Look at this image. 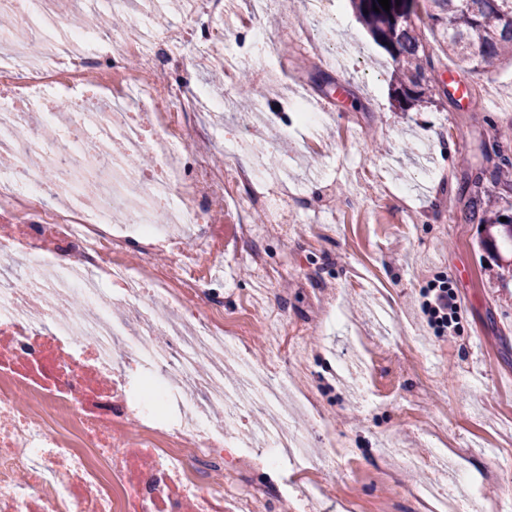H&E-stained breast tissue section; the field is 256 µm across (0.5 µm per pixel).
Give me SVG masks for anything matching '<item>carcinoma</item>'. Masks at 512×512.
Listing matches in <instances>:
<instances>
[{
	"mask_svg": "<svg viewBox=\"0 0 512 512\" xmlns=\"http://www.w3.org/2000/svg\"><path fill=\"white\" fill-rule=\"evenodd\" d=\"M361 23L396 63L392 91L400 104L423 106L431 102L424 84L439 82L422 40L418 23L442 37L448 54L471 70L495 61L512 63V0H391L390 11L373 10L378 0H350ZM491 181L503 191L512 189V160L504 157L491 171ZM512 215L498 208L476 190L469 198V221L494 229L496 244L512 243L503 222Z\"/></svg>",
	"mask_w": 512,
	"mask_h": 512,
	"instance_id": "carcinoma-1",
	"label": "carcinoma"
}]
</instances>
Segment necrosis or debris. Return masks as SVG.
Listing matches in <instances>:
<instances>
[{
	"label": "necrosis or debris",
	"mask_w": 512,
	"mask_h": 512,
	"mask_svg": "<svg viewBox=\"0 0 512 512\" xmlns=\"http://www.w3.org/2000/svg\"><path fill=\"white\" fill-rule=\"evenodd\" d=\"M128 16L138 37L73 32L67 48L18 42L50 0H0L15 25L0 32V512H260L263 487L244 485L252 432L210 421L223 407L224 298L207 288L204 268L222 244L195 235L228 205L238 209L240 240L259 275L279 276L258 244L277 233L278 213L263 191L272 167L255 132L237 141L250 168L211 163L217 131L199 121L198 97L183 81H161L152 25L161 0L128 14V0H96ZM194 36L208 44L248 33L224 53L225 94L240 67L256 85L273 72L253 62L255 18L223 29L225 0H193ZM57 87L104 91L109 105L70 111L68 137L40 143L32 112ZM152 154L153 169L130 167ZM267 212L256 228L251 217ZM196 237L185 249L188 237ZM141 259L138 271L124 261ZM167 251L168 263L154 256ZM24 266L27 281L11 270ZM112 304H99L104 290ZM250 411L262 419L265 446L292 449L317 468L312 440L291 430L265 369L244 364ZM240 454L224 464V443Z\"/></svg>",
	"instance_id": "1"
}]
</instances>
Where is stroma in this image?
<instances>
[{
    "label": "stroma",
    "instance_id": "1",
    "mask_svg": "<svg viewBox=\"0 0 512 512\" xmlns=\"http://www.w3.org/2000/svg\"><path fill=\"white\" fill-rule=\"evenodd\" d=\"M240 5L257 8L269 35L258 54L280 71L262 96L234 100L228 118L212 116L224 128L214 165H238L225 146L254 127L280 176L300 192H336L332 207L279 201L288 235L260 247L284 271L266 285L239 245L233 208L204 227L229 245L216 260L224 276L212 281L224 291L225 321L256 313L247 356L282 381V405L327 465L306 472L282 455L279 481L264 468L251 471L249 480L272 492L265 512H295L304 492L310 512H421L413 488L450 470L477 487L464 512L512 505V262L488 258L480 225L466 220L473 185L512 206V192L489 178L501 158L512 159V136L503 135L512 126V64L461 69L427 35L446 85L432 89L427 108L403 110L390 86L396 64L349 0H335L347 66L327 70L285 28L302 18L303 0L290 10L282 0ZM164 48L181 50V76L205 86L204 102L220 96L210 74L224 40L200 50L181 29ZM459 84L466 96L452 95ZM301 94L321 101L323 123L281 115L286 97ZM441 281L453 283L462 307L452 337L427 332L420 319L422 293ZM407 451L420 466H401Z\"/></svg>",
    "mask_w": 512,
    "mask_h": 512
}]
</instances>
